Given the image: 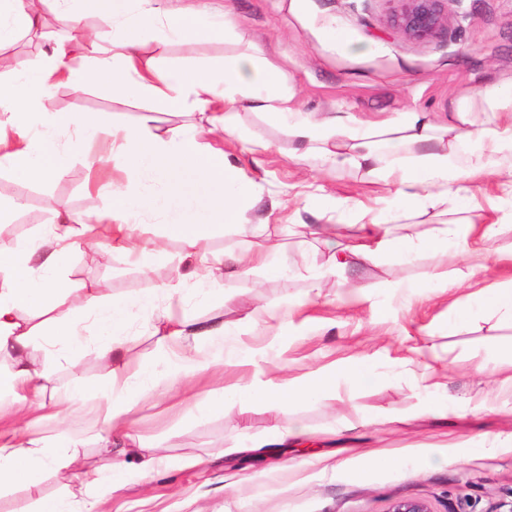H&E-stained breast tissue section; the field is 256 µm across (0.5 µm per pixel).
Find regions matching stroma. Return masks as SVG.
Here are the masks:
<instances>
[{
    "mask_svg": "<svg viewBox=\"0 0 512 512\" xmlns=\"http://www.w3.org/2000/svg\"><path fill=\"white\" fill-rule=\"evenodd\" d=\"M225 2L236 22L233 34L223 41L171 44L160 66L220 64L256 46L294 80L305 111L342 110L379 121L419 108L440 126L447 125L461 93L490 84L512 87V0H445L444 28L425 42L390 27L391 0ZM332 29L346 32L348 43L331 39ZM46 109L100 112L122 126L148 117L170 134L196 119L94 85L78 93L59 84ZM239 120L245 139L259 147L251 153L236 142L223 144L258 188L259 201L246 211L245 221L267 225V235L253 244L284 253L288 272L224 280L227 304L199 297L182 302L183 314L223 317L229 327L224 354L231 362L190 387L171 386L164 378L135 392L130 431L139 445L129 449L126 461L135 465L157 452L171 462L114 493L101 512H392L397 502L408 500L424 504L427 512H512V446L483 449L485 439L512 433V367L503 363L512 353V323L481 313L468 327L453 328L454 309L472 301L469 263L459 256L423 253L404 260L387 254L342 277L312 280L306 264L326 265L335 247L346 243L352 218L343 214V203L358 200L372 207L383 190L358 169L296 164L279 128L249 112ZM111 147L104 134L76 144L66 175L57 180L23 184L0 171V204L18 196L26 201L24 209L0 214V241L13 239L15 224H23L30 236L52 223L54 214L44 207L48 197L76 214L106 206L124 172L112 163L93 177L88 164ZM473 202L487 222L498 225L484 248L512 250V198L489 179ZM327 213L342 219V226L333 234L310 235V225ZM180 252L177 241H167L165 253L152 258L144 273L111 247H82L72 254L66 277L76 298L89 286L106 297L141 295L176 279ZM431 269L438 279H427ZM259 300L291 310L287 338L247 323ZM376 307L382 315H373ZM144 322V315L134 314L121 331L130 369L154 364L164 374L175 370L178 349L162 347ZM353 359L369 360L371 374L353 384L337 377L335 393L295 406L296 416L317 433L310 442L252 447V437L272 424V413L257 407L242 417L235 407L213 408L206 400L207 393L257 378L280 383L327 373ZM34 360L37 368H50L51 378L27 422L44 436L58 428L71 435L62 461L69 474L82 479L103 465L112 447L91 434L89 404L74 402L56 416L49 405L74 376L107 383L110 367L99 338L85 334L75 365L49 363L40 350ZM431 380L447 394L448 412L414 415ZM480 399L490 400L495 412L471 414ZM347 420L356 422V429L343 430ZM383 451L400 456L401 464L374 463L373 455ZM67 492L50 474L36 491H0V512H34L37 497Z\"/></svg>",
    "mask_w": 512,
    "mask_h": 512,
    "instance_id": "1",
    "label": "stroma"
}]
</instances>
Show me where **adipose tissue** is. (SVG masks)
<instances>
[{"label": "adipose tissue", "mask_w": 512, "mask_h": 512, "mask_svg": "<svg viewBox=\"0 0 512 512\" xmlns=\"http://www.w3.org/2000/svg\"><path fill=\"white\" fill-rule=\"evenodd\" d=\"M66 24L78 14L99 18L101 27L82 41L47 42L31 69L0 77V170L25 183L65 175V146L84 140L87 133L111 135V157L99 156L89 164L98 172L108 160L124 169L126 180L112 187V199L101 210L73 215L56 211L54 224L39 234L0 245V358L9 359L0 369V397L16 394L20 387L44 380L28 358L30 351L48 343L60 344L59 356L71 360L81 345V330L92 324L102 338L104 357L116 360L108 386L75 380L66 401L99 397L107 402L97 423L98 435L126 434L134 402L129 384L119 383L126 353L119 330L132 311L153 317L154 334L182 348L178 375L190 379L224 363L221 320L201 321L174 317L171 308L160 309L151 295L103 298L86 291L82 300L67 302L70 285L63 271L76 244L103 243L123 250L134 263H146L161 244L140 245L135 239L145 216L160 214L163 238L181 245L176 283L164 285L166 297L184 296L186 284L209 296L219 295L225 278H245L256 268L278 273L281 264L262 251L248 247L235 253L214 254L208 243L219 228L243 222L242 206L257 202L255 184L212 139L235 136L239 113L252 112L267 122L283 126L297 149L292 159L305 162L307 146L328 163L365 170L376 183L394 186L390 205L383 210L347 206V213L366 212L353 242L335 252L329 273L371 263L390 252L408 256L417 251L436 254L455 249L471 261L470 275L488 279L498 266H512V252L488 255L473 247V237L492 236L496 227L473 215L462 224H441L429 233L411 237L398 234L397 226L413 210L461 206L471 199L470 185L485 174L497 176L502 192L512 197V90L491 85L477 96L461 97L444 134H437L429 113L410 109L363 128L349 113L318 117L298 103L293 81L270 63L260 49L225 60L219 66L189 67L180 71L162 68L157 56L169 44L187 38L222 40L231 32L232 20L223 5L205 0L192 8L171 9L164 0H0V48L20 36L38 34L47 11ZM79 88L93 83L125 94L147 98L207 117L203 126L191 125L169 136L154 126L120 127L95 113L44 111V99L60 81ZM473 142L481 153L467 165L461 144ZM161 184L162 193H144L143 181ZM65 313L51 318L57 307ZM33 316L41 326L30 325ZM215 347L211 356L198 355L196 346ZM368 367L355 361L338 372L316 374L287 384L257 381L236 386L211 397V404L233 402L240 410L265 406L275 421L262 438L266 445H284L307 433L290 406L331 391L337 375L352 383L363 379ZM55 461L36 439L15 437L0 441V488L18 484L37 487Z\"/></svg>", "instance_id": "obj_1"}]
</instances>
